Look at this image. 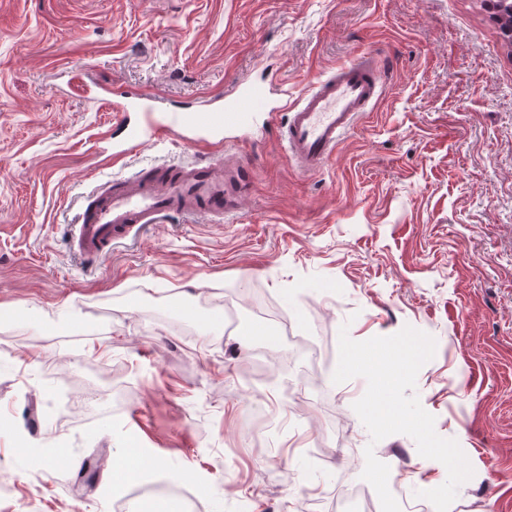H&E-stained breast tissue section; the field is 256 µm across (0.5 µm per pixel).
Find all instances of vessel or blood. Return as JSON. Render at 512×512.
I'll use <instances>...</instances> for the list:
<instances>
[{
    "label": "vessel or blood",
    "instance_id": "obj_1",
    "mask_svg": "<svg viewBox=\"0 0 512 512\" xmlns=\"http://www.w3.org/2000/svg\"><path fill=\"white\" fill-rule=\"evenodd\" d=\"M381 92L380 67L373 56L341 66L326 80L312 84L287 108L280 137L289 156L302 171L320 169ZM113 94L106 103L109 111L144 113L139 137H172L196 149H210L215 157L204 166H167L159 173L100 188L95 205L74 226L82 257L106 255L113 242L128 237L141 224L189 214L221 219L237 212L248 171L239 165L224 166L216 154L224 148L225 132L248 134L261 113L276 118L278 108L265 85L241 82L204 102L180 103L163 112L156 107V96L145 91L117 88Z\"/></svg>",
    "mask_w": 512,
    "mask_h": 512
}]
</instances>
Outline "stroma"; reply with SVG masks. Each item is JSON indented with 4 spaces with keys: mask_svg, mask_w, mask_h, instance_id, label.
Masks as SVG:
<instances>
[{
    "mask_svg": "<svg viewBox=\"0 0 512 512\" xmlns=\"http://www.w3.org/2000/svg\"><path fill=\"white\" fill-rule=\"evenodd\" d=\"M365 53L382 95L323 168L301 171L262 116L224 146L253 168L236 217L147 224L93 262L73 251L96 186L196 159L129 146L143 116L115 123L112 87L194 102L265 82L282 106ZM258 292L317 347L310 379L266 360ZM214 310L233 331L215 335ZM407 325L436 340L420 403L474 470L449 512H512V45L484 0H0V476L52 433L57 375L91 405L126 394L91 422L71 413L52 482L26 475L0 512H99L140 452L152 481L179 473L178 512H330L369 445L409 492L436 488L447 470L421 468L411 437L371 443L365 379L332 381L340 328ZM254 403L266 417L241 430Z\"/></svg>",
    "mask_w": 512,
    "mask_h": 512,
    "instance_id": "obj_1",
    "label": "stroma"
}]
</instances>
